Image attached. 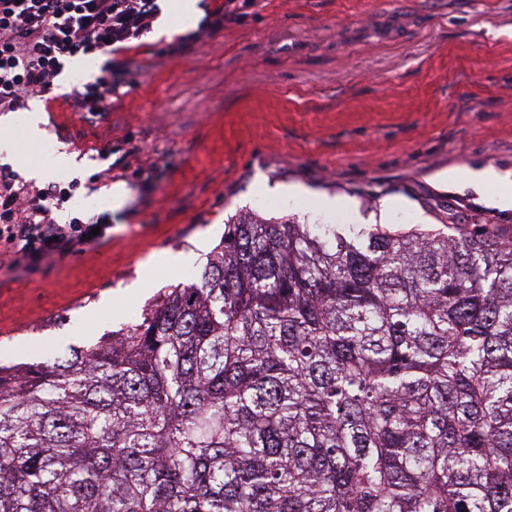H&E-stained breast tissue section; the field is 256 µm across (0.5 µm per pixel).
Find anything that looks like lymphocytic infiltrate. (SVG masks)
I'll list each match as a JSON object with an SVG mask.
<instances>
[{
	"label": "lymphocytic infiltrate",
	"instance_id": "f902f5d3",
	"mask_svg": "<svg viewBox=\"0 0 512 512\" xmlns=\"http://www.w3.org/2000/svg\"><path fill=\"white\" fill-rule=\"evenodd\" d=\"M159 15L157 0H0V108L15 109L56 87L67 62L83 55L130 48L149 33ZM125 72L104 66L93 81L72 86L65 97L73 111L91 119L107 111L125 85ZM71 187L52 181L31 191L0 170V236L15 245L14 265L34 257L65 256L98 247L96 227L107 216L81 213L68 223L55 217Z\"/></svg>",
	"mask_w": 512,
	"mask_h": 512
}]
</instances>
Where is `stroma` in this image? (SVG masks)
<instances>
[{"instance_id":"obj_1","label":"stroma","mask_w":512,"mask_h":512,"mask_svg":"<svg viewBox=\"0 0 512 512\" xmlns=\"http://www.w3.org/2000/svg\"><path fill=\"white\" fill-rule=\"evenodd\" d=\"M232 5L223 27L178 21L113 54L137 63L103 120L57 95L0 112V167L36 187L77 180L58 222L86 204L112 216L99 248L14 269L0 237V361H42L127 322L190 282L241 213L358 227L387 203L395 227L512 238L497 185L448 181L489 166L512 185V0Z\"/></svg>"}]
</instances>
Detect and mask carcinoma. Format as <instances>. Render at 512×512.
Wrapping results in <instances>:
<instances>
[{
  "label": "carcinoma",
  "instance_id": "cac0c4a2",
  "mask_svg": "<svg viewBox=\"0 0 512 512\" xmlns=\"http://www.w3.org/2000/svg\"><path fill=\"white\" fill-rule=\"evenodd\" d=\"M0 512H512V240L238 215L138 318L0 365Z\"/></svg>",
  "mask_w": 512,
  "mask_h": 512
}]
</instances>
